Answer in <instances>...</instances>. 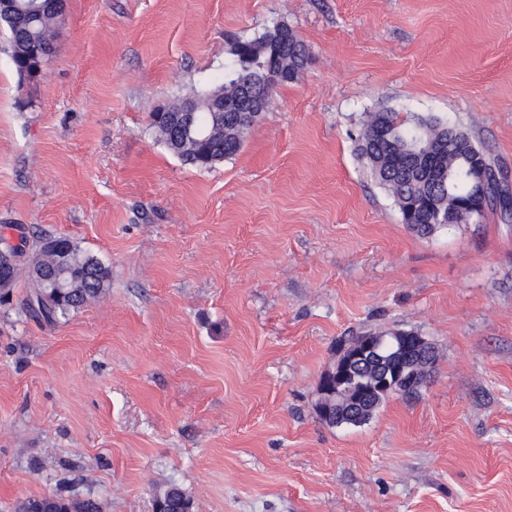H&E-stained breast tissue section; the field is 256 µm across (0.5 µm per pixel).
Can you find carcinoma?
<instances>
[{"instance_id": "1", "label": "carcinoma", "mask_w": 512, "mask_h": 512, "mask_svg": "<svg viewBox=\"0 0 512 512\" xmlns=\"http://www.w3.org/2000/svg\"><path fill=\"white\" fill-rule=\"evenodd\" d=\"M64 13L60 0H9L0 8V22L9 30V51L21 81H35L52 51L47 30L57 31ZM231 62L224 77L206 91L179 99L166 112L151 114V126L166 148L182 163L208 169L235 156L248 130L261 113L235 111L241 84L251 82L272 94L292 83L307 65V49L288 24L279 22L254 38L230 42ZM224 99V111L213 112L215 101ZM197 111L184 112L187 103ZM359 151L374 179L394 199L402 223L419 236H430L453 224L480 220L487 209L512 216V194L494 177L472 183V170L487 164L486 155L463 131L435 116L380 109L364 124ZM36 254L43 273L33 276V289L22 305L37 322L52 324L105 295L112 274L96 256L66 239L69 253L61 258L41 246ZM371 372L350 370L347 385L360 389ZM388 398L385 393L365 396L350 414L336 411V424L359 426L373 416ZM162 512H192L193 502L178 485L170 483L156 494ZM14 512H94V505L62 494L30 496L17 501Z\"/></svg>"}]
</instances>
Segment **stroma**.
<instances>
[{
    "mask_svg": "<svg viewBox=\"0 0 512 512\" xmlns=\"http://www.w3.org/2000/svg\"><path fill=\"white\" fill-rule=\"evenodd\" d=\"M40 79L0 27V225L63 235L112 286L51 326L0 305V512L60 492L154 512H512V219L421 237L360 158L368 113L436 116L512 190V0H65ZM290 25L309 60L240 151L182 164L150 126ZM438 361L364 425L315 412L352 331ZM155 506L163 512H192L193 502L188 494L177 484L170 483L159 490L155 497Z\"/></svg>",
    "mask_w": 512,
    "mask_h": 512,
    "instance_id": "obj_1",
    "label": "stroma"
}]
</instances>
